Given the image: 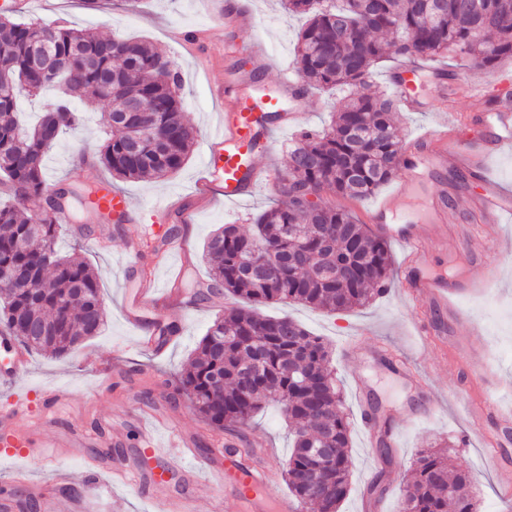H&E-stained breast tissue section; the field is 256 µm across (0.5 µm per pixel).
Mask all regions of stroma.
<instances>
[{
  "label": "stroma",
  "instance_id": "1",
  "mask_svg": "<svg viewBox=\"0 0 512 512\" xmlns=\"http://www.w3.org/2000/svg\"><path fill=\"white\" fill-rule=\"evenodd\" d=\"M248 2L253 22L243 29L215 26V0H25L17 9L21 19L38 18L106 36L145 41L177 62L183 114L196 130L193 149L178 173L165 179L112 180L98 160L109 129L99 108L85 104L81 107L80 137L66 135L57 140L46 155L44 178L52 189L66 179L80 187L112 181L114 189L131 200L134 224L147 228L152 235L163 234L172 224L174 213L165 204L173 198L180 199L182 208L193 211L194 223L193 233L187 238L191 268H183L180 256L144 251L133 270L128 267L126 238L114 228L101 233L102 220L94 209H84L61 224V252L84 259L98 275L106 305V327L101 335L75 346L60 359L31 351L28 372L21 374L13 386L0 388V409L21 402L31 411H38L39 387L64 386L73 394L70 423L105 436L113 422L126 417L132 405L153 406L173 387L177 390L176 401L169 409L161 410V418H174L181 429L196 433L200 455H213L228 442L229 433L205 424L188 395L177 389L178 377L207 327L225 310L223 299L196 305L191 295L209 280L203 258L207 238L225 224L251 232L255 217L277 200L278 189L262 181L247 198L233 204L225 203L219 195L199 198L193 191L203 176L204 144L220 132L224 123V106L214 98L215 87L233 71L268 84L296 79L293 59L304 24L303 17L288 13L284 0ZM447 65L448 84L490 82L488 97L492 100L501 89H512L511 60L481 68L456 57L448 59ZM430 84L427 78L417 83L423 111L398 112L403 141L414 140L454 114L468 134L491 142L492 133L483 123L484 105L462 95L433 97ZM346 95L343 89L328 96L310 92L298 122L267 139L262 153L256 156L258 166L285 169L289 141L300 132L322 130L331 119V104ZM488 166L490 176L485 182L472 171L462 182L449 173L427 177L413 189L408 208L420 212L433 194L442 191L452 195L457 203L448 211L447 226L458 238L468 237L483 224L475 204L477 197L491 186L512 189V151L495 155ZM502 231L504 245H512V223L503 225ZM503 247L476 255L459 248L429 257L431 269L453 267L476 282L475 288L452 298L455 313L444 316L437 329L431 326L429 302L406 293L396 278L380 297L347 312L328 314L294 302L265 306V314L290 315L313 335L322 337L330 348L336 380L343 388L346 411L353 424L352 490L340 512H399L405 475L418 451L433 442L448 448L453 468L471 471L481 512H512V502L503 499L498 461L490 457L498 431L490 423L481 431L472 429L473 417L485 399L496 397L512 406V254H506ZM145 272L162 288L177 283L184 291L181 304L172 308L169 318L178 331L159 355L140 347L122 313L125 295L137 287ZM461 343L468 349L464 362L453 358ZM376 344L411 362L416 381L402 379L370 356L369 350ZM359 388L379 412H392L396 420L398 434L387 453L369 445L358 424L355 391ZM288 430L282 410L274 404L256 413L242 430L254 452L268 458L271 482L265 494L271 498L288 491L282 477L290 453ZM20 466L54 498L55 512H70L71 492L75 489L84 496L85 512L158 509L149 487L116 483L106 473L93 480L85 473L81 460L62 458L50 463L37 453L20 462L0 459V495L9 493V478ZM59 472L67 473L66 485L56 481Z\"/></svg>",
  "mask_w": 512,
  "mask_h": 512
}]
</instances>
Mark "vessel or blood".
I'll use <instances>...</instances> for the list:
<instances>
[{"mask_svg":"<svg viewBox=\"0 0 512 512\" xmlns=\"http://www.w3.org/2000/svg\"><path fill=\"white\" fill-rule=\"evenodd\" d=\"M422 60L414 59L397 67L398 99L404 109L413 112L417 101L409 87L413 79L429 73ZM224 101V132L210 139L207 146L206 168L208 180L200 184L201 191L217 187L225 201L235 202L246 195L260 179L256 166L257 146L265 141L274 128L287 127L294 110L300 108L307 93L299 83L282 80L268 86L255 80L228 77L217 91ZM496 136L497 149L512 148V99H500L487 115ZM490 149L477 140L460 134L456 122L441 124L425 137L407 145L405 173L394 191L374 204L368 211V220L381 233L395 241L404 250L400 279L409 294L419 295L440 306H447L451 292L471 288L470 279L449 283L447 274L427 270L429 254L448 249V237L441 229L448 221V211L442 198L432 199L423 218H416L403 210L401 202L409 196L417 180L425 173H437L448 165L466 166L484 173ZM479 209L487 224H500L512 215V196L497 190L482 194ZM172 293H162L153 282H143L134 295L127 297L124 317L128 325L138 330L145 346L158 349L159 343L147 325L148 315L164 318L174 304ZM0 349L6 361L0 365V386L13 385L20 370L28 368V351L12 343L10 336H0ZM41 406L40 429L47 438L34 440L31 433L21 430L19 421L29 413L28 406L17 405L0 412V456L27 458L31 450L54 457H85L86 439L74 433H49L48 420L61 409L71 407L72 394L64 387H43L38 391ZM269 480V470L263 460L254 459L246 468H238L235 459H227L222 470L214 474L215 488L246 485L240 512H296L294 501L287 497L268 501L263 493ZM159 512H188L187 499L174 496L165 482L155 484Z\"/></svg>","mask_w":512,"mask_h":512,"instance_id":"obj_1","label":"vessel or blood"}]
</instances>
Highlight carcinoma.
<instances>
[{
    "label": "carcinoma",
    "mask_w": 512,
    "mask_h": 512,
    "mask_svg": "<svg viewBox=\"0 0 512 512\" xmlns=\"http://www.w3.org/2000/svg\"><path fill=\"white\" fill-rule=\"evenodd\" d=\"M286 6L306 17L295 56L303 86L344 87L349 95L332 109L327 128L303 132L288 146L279 199L255 218L253 233L226 224L206 243L210 283L193 302L224 295L235 307L208 327L179 389L221 431L235 432L265 406L282 405L294 434L284 469L289 491L303 509L339 512L350 490L351 426L328 346L292 318L265 316L259 307L288 300L338 313L363 306L387 290L391 257L385 240L368 233L352 212L324 201L303 206L293 193L361 198L392 180L404 145L394 102L373 89L375 65L388 56H460L486 68L512 58V0H286ZM46 26L0 11V59L14 74L0 80V175L14 200L0 207V266H25L34 278L31 288L0 287V328L60 358L99 335L106 317L93 270L55 249L57 216L74 191L63 185L51 191L44 179L46 151L79 128L75 100L101 106L113 134L99 162L116 179L177 173L195 131L181 112L178 70L145 43L54 25L53 50L67 75L43 81L29 61ZM50 88L59 95L34 126L21 127L18 95ZM134 99L149 101L154 112L127 111ZM30 202L38 209L27 216ZM290 253L297 254L292 266ZM251 262L264 266L262 276L246 274ZM35 324L43 329L36 336L30 332ZM323 434L335 449L325 491L319 481L306 480L307 468L318 465L309 449ZM472 486L470 472L450 469L445 449L425 448L414 461L401 512H480Z\"/></svg>",
    "instance_id": "obj_1"
}]
</instances>
